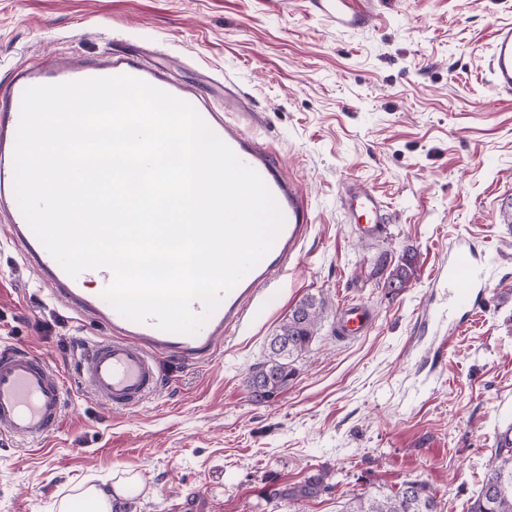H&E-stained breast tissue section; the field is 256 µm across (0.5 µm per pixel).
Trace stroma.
<instances>
[{
  "label": "stroma",
  "mask_w": 512,
  "mask_h": 512,
  "mask_svg": "<svg viewBox=\"0 0 512 512\" xmlns=\"http://www.w3.org/2000/svg\"><path fill=\"white\" fill-rule=\"evenodd\" d=\"M314 0H0V85L20 62L137 53L178 65L187 84L233 81L252 133L310 200L313 223L278 293L212 359H165L159 391L110 409L70 384L62 428L41 444L0 435V512H85L79 487L133 480L131 512H341L374 488L421 481L440 512H468L496 436L512 423V97L487 79L493 32L512 0H356L369 24L340 30ZM387 204L388 231L355 224L346 181ZM492 259L477 321L458 328L436 278L456 248ZM416 278L395 292L383 264L405 249ZM308 294L374 313L368 333L318 327L273 402L245 378ZM105 328L48 301L0 223V343L61 368L79 337ZM322 473L319 497L271 500V487Z\"/></svg>",
  "instance_id": "35a3bbf8"
}]
</instances>
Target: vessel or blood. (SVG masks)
<instances>
[{"label": "vessel or blood", "instance_id": "b4317fda", "mask_svg": "<svg viewBox=\"0 0 512 512\" xmlns=\"http://www.w3.org/2000/svg\"><path fill=\"white\" fill-rule=\"evenodd\" d=\"M337 27L355 29L368 24L367 12L350 0H335ZM494 89L512 93V23L496 28L488 60ZM126 75L179 97L200 113L215 134L245 164L256 170L278 203L284 226L271 251L251 269L221 301L202 328L193 335L168 333L154 323H135L121 316L102 296L112 279L111 271H83L68 276L49 254L22 215L14 194L13 149L24 90L35 85ZM237 113L238 124L224 115ZM250 114L232 89L223 99L208 97L173 74L153 66L146 57L112 54L96 59L65 57L49 63L14 69L12 80L0 86V213L4 214L14 245L24 263L35 268L50 300H62L80 316L93 318L109 329L105 339H81L72 363L83 391L112 409H129L148 400L161 383L159 364L176 359L193 365L214 356L225 335L240 329L249 309L260 302L296 256L311 224V207L300 187L288 179L273 151L258 142L247 129ZM344 196L355 219L363 220L369 234L383 233L387 217L383 200L363 183H346ZM477 270L467 251H457L440 275L450 288L451 304L465 312L473 305L472 288ZM374 317L359 302L345 305L337 318V336L353 340L365 335ZM68 406V390L60 369L35 352L13 345L0 346V433L16 442L37 443L62 424Z\"/></svg>", "mask_w": 512, "mask_h": 512}]
</instances>
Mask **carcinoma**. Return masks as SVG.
<instances>
[{
	"label": "carcinoma",
	"mask_w": 512,
	"mask_h": 512,
	"mask_svg": "<svg viewBox=\"0 0 512 512\" xmlns=\"http://www.w3.org/2000/svg\"><path fill=\"white\" fill-rule=\"evenodd\" d=\"M416 277L414 258L407 255L387 275L388 287L403 290ZM330 302L314 294L302 297L290 309L287 318L269 338L268 360L254 366L245 379L246 387L259 401L269 403L294 380L293 363L309 351L318 325L328 315ZM330 486L324 476L311 477L305 484L274 488L271 500H299L318 496ZM342 512H438L437 501L427 484L407 481L396 492H366L350 499ZM468 512H512V440L504 433L487 462L480 491Z\"/></svg>",
	"instance_id": "obj_1"
}]
</instances>
